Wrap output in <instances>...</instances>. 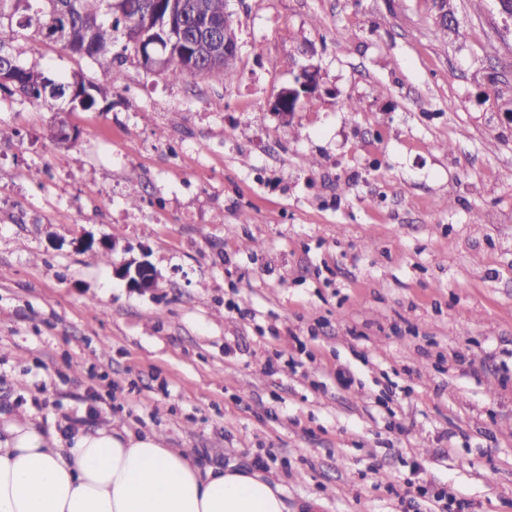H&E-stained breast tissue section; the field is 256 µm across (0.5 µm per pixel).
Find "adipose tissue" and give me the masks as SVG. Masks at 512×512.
<instances>
[{"mask_svg": "<svg viewBox=\"0 0 512 512\" xmlns=\"http://www.w3.org/2000/svg\"><path fill=\"white\" fill-rule=\"evenodd\" d=\"M0 512H288L258 471L202 465L154 433L111 428L61 437L0 420Z\"/></svg>", "mask_w": 512, "mask_h": 512, "instance_id": "adipose-tissue-1", "label": "adipose tissue"}]
</instances>
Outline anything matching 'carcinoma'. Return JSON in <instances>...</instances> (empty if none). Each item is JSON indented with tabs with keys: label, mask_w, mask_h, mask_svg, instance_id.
Instances as JSON below:
<instances>
[{
	"label": "carcinoma",
	"mask_w": 512,
	"mask_h": 512,
	"mask_svg": "<svg viewBox=\"0 0 512 512\" xmlns=\"http://www.w3.org/2000/svg\"><path fill=\"white\" fill-rule=\"evenodd\" d=\"M169 0H0V89L19 93L36 102L47 99H69L72 87L81 89L83 109L101 104L112 105V89L123 80L118 55L112 49L119 38H125L122 50H133L141 55L142 65H147V55L140 54L139 42L147 19L163 12ZM183 17L182 37L165 38L156 34L162 45V68L173 80L188 77L213 76L234 65V61L219 54L213 58L200 56L197 71H189V46L195 52L214 38L224 36L225 0H178ZM448 23L437 25V33L446 38L459 32L454 0H447ZM24 16L23 25L34 28V33L45 41L60 47L86 49L87 58L107 62V74L102 81L82 78L57 81L44 73L20 66L14 58L4 35L3 21L13 22L16 15Z\"/></svg>",
	"instance_id": "cac0c4a2"
}]
</instances>
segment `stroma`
Returning <instances> with one entry per match:
<instances>
[{"mask_svg": "<svg viewBox=\"0 0 512 512\" xmlns=\"http://www.w3.org/2000/svg\"><path fill=\"white\" fill-rule=\"evenodd\" d=\"M454 6L444 38L431 0H230L224 75L131 54L107 111L0 90V413L159 433L289 512H512V31ZM318 85V74L312 65H304L296 87L283 88L275 97L272 108L275 112L290 117L299 109L301 98H308ZM120 275L127 280L129 288L145 291L153 288L156 281L154 272L145 262L130 260L125 262L120 269Z\"/></svg>", "mask_w": 512, "mask_h": 512, "instance_id": "stroma-1", "label": "stroma"}]
</instances>
